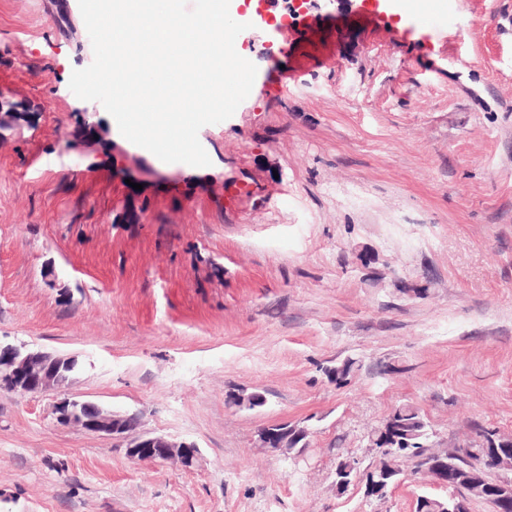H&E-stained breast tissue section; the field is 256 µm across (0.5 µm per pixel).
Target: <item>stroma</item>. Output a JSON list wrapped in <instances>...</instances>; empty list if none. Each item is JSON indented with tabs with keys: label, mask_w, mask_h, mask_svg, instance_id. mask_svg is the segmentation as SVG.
Listing matches in <instances>:
<instances>
[{
	"label": "stroma",
	"mask_w": 512,
	"mask_h": 512,
	"mask_svg": "<svg viewBox=\"0 0 512 512\" xmlns=\"http://www.w3.org/2000/svg\"><path fill=\"white\" fill-rule=\"evenodd\" d=\"M0 0V340L81 368L0 393V512H414L407 474L337 493L338 449L410 404L438 448L512 433V0H457L439 38L316 0L283 32L288 88L203 126L211 164L151 161L69 88L93 47L78 0ZM360 367L347 383L325 368ZM265 396L263 406L232 395ZM139 413L191 469L57 422V400ZM279 421L302 452L259 448Z\"/></svg>",
	"instance_id": "obj_1"
}]
</instances>
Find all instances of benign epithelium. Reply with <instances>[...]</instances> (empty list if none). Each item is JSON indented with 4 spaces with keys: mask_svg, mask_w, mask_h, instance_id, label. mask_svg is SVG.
Returning a JSON list of instances; mask_svg holds the SVG:
<instances>
[{
    "mask_svg": "<svg viewBox=\"0 0 512 512\" xmlns=\"http://www.w3.org/2000/svg\"><path fill=\"white\" fill-rule=\"evenodd\" d=\"M74 372L69 359L47 352L30 349L24 345L0 342V391L18 397L33 393H46L68 380ZM56 420L63 425H74L104 438L127 441L126 455L139 463L177 462L182 467L191 468L199 454L193 442H176L153 436L142 430L141 416L137 413H121L106 410L96 403L65 399L55 406ZM300 433L297 425H289L283 430L273 426L262 429L259 443L273 453L289 454V431ZM470 470L453 466V473L443 474L435 484L450 489L446 502L431 501V512H463L465 501L457 489H465L471 497H485L484 485H491L495 494L486 497L491 512H503L512 504V458H501L491 476L474 481L469 479ZM366 473L360 471L359 462L353 458L347 465L336 470L335 487L348 488L363 484Z\"/></svg>",
    "mask_w": 512,
    "mask_h": 512,
    "instance_id": "obj_1",
    "label": "benign epithelium"
}]
</instances>
